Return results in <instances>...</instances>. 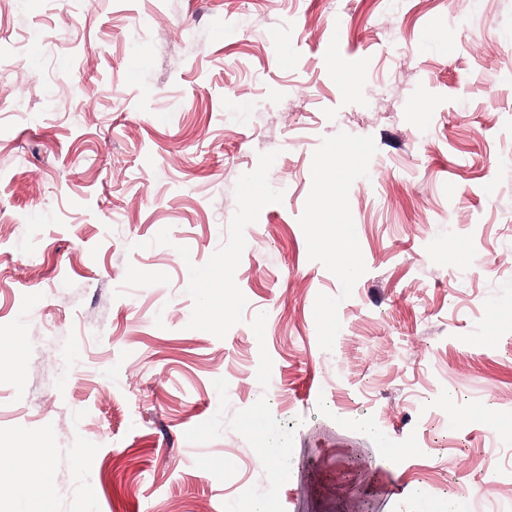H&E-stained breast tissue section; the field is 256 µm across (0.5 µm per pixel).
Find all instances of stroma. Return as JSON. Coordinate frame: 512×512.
Returning <instances> with one entry per match:
<instances>
[{"instance_id":"35a3bbf8","label":"stroma","mask_w":512,"mask_h":512,"mask_svg":"<svg viewBox=\"0 0 512 512\" xmlns=\"http://www.w3.org/2000/svg\"><path fill=\"white\" fill-rule=\"evenodd\" d=\"M66 2L0 0V512H512V0Z\"/></svg>"}]
</instances>
